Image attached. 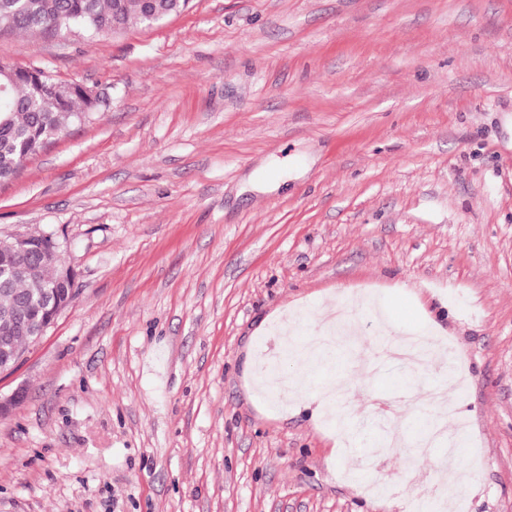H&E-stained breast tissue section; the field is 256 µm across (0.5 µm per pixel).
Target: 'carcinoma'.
Listing matches in <instances>:
<instances>
[{"mask_svg": "<svg viewBox=\"0 0 512 512\" xmlns=\"http://www.w3.org/2000/svg\"><path fill=\"white\" fill-rule=\"evenodd\" d=\"M188 4L154 0L153 9L165 19ZM148 24L144 0H0V34L90 40L112 34L116 25L125 30ZM53 80L40 67L0 61V183L16 178L28 159L99 108V98L78 86L67 93L51 90ZM47 242L44 235H31L12 253H0V356L6 350L21 352L35 340L32 328L50 322L72 302L59 261L37 256ZM29 264L45 287L11 274L12 268Z\"/></svg>", "mask_w": 512, "mask_h": 512, "instance_id": "carcinoma-1", "label": "carcinoma"}]
</instances>
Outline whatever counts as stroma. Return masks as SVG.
Listing matches in <instances>:
<instances>
[{
	"instance_id": "stroma-1",
	"label": "stroma",
	"mask_w": 512,
	"mask_h": 512,
	"mask_svg": "<svg viewBox=\"0 0 512 512\" xmlns=\"http://www.w3.org/2000/svg\"><path fill=\"white\" fill-rule=\"evenodd\" d=\"M0 60L99 92L0 183V237L53 234L74 302L0 372V512H404L355 463L369 305L315 376L342 421L246 364L281 316L364 288L447 339L379 453L454 363L464 479L438 512H512V0H190L116 36L0 35Z\"/></svg>"
}]
</instances>
